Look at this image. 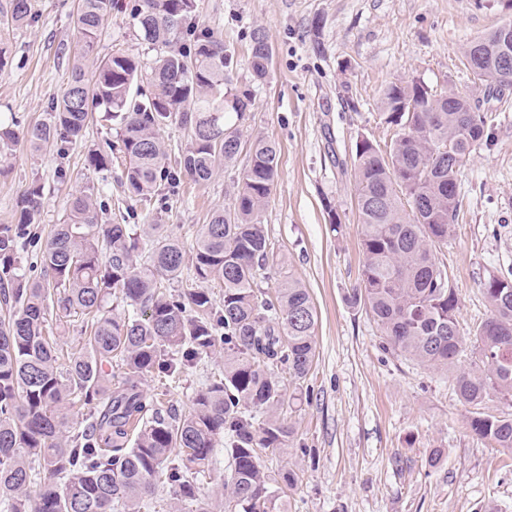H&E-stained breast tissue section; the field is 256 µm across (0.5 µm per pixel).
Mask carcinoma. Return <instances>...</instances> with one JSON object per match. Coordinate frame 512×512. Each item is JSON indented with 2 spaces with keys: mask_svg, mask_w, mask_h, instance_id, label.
<instances>
[{
  "mask_svg": "<svg viewBox=\"0 0 512 512\" xmlns=\"http://www.w3.org/2000/svg\"><path fill=\"white\" fill-rule=\"evenodd\" d=\"M120 0H81L73 49L94 53L105 17ZM200 0H140L132 5L152 55L114 48L93 61L91 78L74 64L48 117L17 133L0 119V144L24 139L33 150L82 140L89 112L103 108L116 140L89 151L86 170L117 169L128 205L120 219L104 185L73 196L54 226L35 276H0V512H141L165 480L194 512H210L197 483L224 447L225 512H287L261 453L276 454L293 430L287 388L278 372L306 378L314 358L317 313L294 279L270 292L261 283L275 264L261 213L277 177L275 142L249 143L250 164L231 203L211 214L194 246L192 282L182 291L184 245L156 225L127 220L137 209L166 206L187 182L204 185L219 164L233 163L247 94L224 89L232 55L213 29L199 28ZM35 22L29 0L0 5V31ZM512 54V23L464 48L486 71L483 97L497 91L503 51ZM264 28L251 33L249 70L269 73ZM468 95L432 91L418 80L394 82L379 108L399 131L385 148L367 137L353 160L363 255L360 280L345 303L368 312L385 348L425 366L455 370L454 390L471 409L478 435L512 453V417L489 413L512 404V278L482 284L490 316L466 332L459 297L439 250L456 233L458 173L490 136L488 112ZM187 132L172 152L162 132ZM42 187L16 201V225L0 227V266L27 251L42 208ZM222 285L215 298L209 282ZM123 312L106 308L109 297ZM80 329L82 347L66 353L53 327ZM224 372L207 379L182 411L164 401L183 373L217 351ZM469 367L457 369L465 354ZM148 377L158 385L149 393ZM85 409L81 430L71 416Z\"/></svg>",
  "mask_w": 512,
  "mask_h": 512,
  "instance_id": "carcinoma-1",
  "label": "carcinoma"
}]
</instances>
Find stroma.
I'll use <instances>...</instances> for the list:
<instances>
[{
  "instance_id": "35a3bbf8",
  "label": "stroma",
  "mask_w": 512,
  "mask_h": 512,
  "mask_svg": "<svg viewBox=\"0 0 512 512\" xmlns=\"http://www.w3.org/2000/svg\"><path fill=\"white\" fill-rule=\"evenodd\" d=\"M31 26L7 32L10 65L0 73V115L20 127L46 118L68 82L79 0H36ZM512 21V0H201L200 22L219 30L235 52L228 88L248 92L244 138L263 135L278 148V177L261 220L277 256L268 288L285 276L308 290L318 315L315 358L299 388H289L293 437L264 463L294 470L288 512H512V454L474 433L449 373L383 348L365 310L343 296L359 281L352 151L358 137L388 144L395 133L379 116L390 83L420 80L471 93L464 46ZM263 27L273 54L268 78L253 81L250 35ZM130 13L111 12L96 54L113 47L146 52ZM491 138L458 174L457 231L441 256L459 294V321L489 314L481 291L490 275L512 274V86L494 102ZM95 113L81 142L65 151L25 143L0 149V227L14 222L19 192L44 187L31 234L45 242L70 195L114 184L112 172L85 168L89 150L113 139ZM248 153L217 167L201 187L138 215L173 230L193 259V244L214 210L227 206L249 165ZM336 210L340 225L330 224Z\"/></svg>"
}]
</instances>
